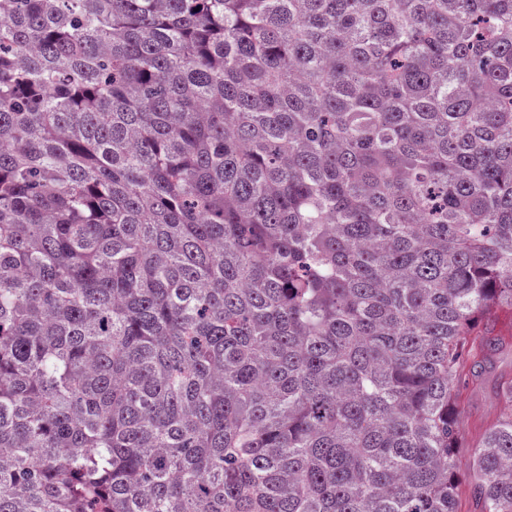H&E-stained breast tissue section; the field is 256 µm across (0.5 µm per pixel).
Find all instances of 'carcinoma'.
<instances>
[{"instance_id": "carcinoma-1", "label": "carcinoma", "mask_w": 512, "mask_h": 512, "mask_svg": "<svg viewBox=\"0 0 512 512\" xmlns=\"http://www.w3.org/2000/svg\"><path fill=\"white\" fill-rule=\"evenodd\" d=\"M503 312L512 0H0V512H459ZM512 376V348H506L488 369L479 384H470L459 397L461 428L466 445L479 440L484 427L495 420L503 411V406L494 396L497 381L504 376Z\"/></svg>"}]
</instances>
